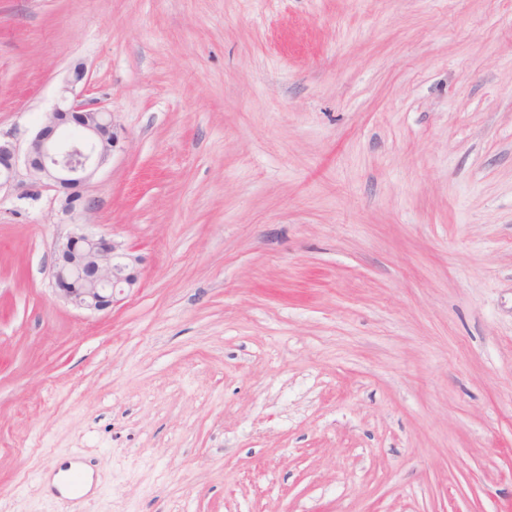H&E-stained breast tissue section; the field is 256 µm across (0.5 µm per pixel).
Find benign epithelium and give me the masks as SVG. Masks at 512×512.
Returning <instances> with one entry per match:
<instances>
[{
    "label": "benign epithelium",
    "instance_id": "benign-epithelium-1",
    "mask_svg": "<svg viewBox=\"0 0 512 512\" xmlns=\"http://www.w3.org/2000/svg\"><path fill=\"white\" fill-rule=\"evenodd\" d=\"M85 70L77 65L61 87L54 109L30 140L24 161L35 186L62 194L61 212L75 230L55 242L52 279L59 299L76 309L101 312L140 287V258L124 244L84 231L76 218L94 208L83 186L125 138L111 113L77 90ZM19 176L16 148L0 142V188Z\"/></svg>",
    "mask_w": 512,
    "mask_h": 512
}]
</instances>
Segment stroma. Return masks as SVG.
Masks as SVG:
<instances>
[{
    "label": "stroma",
    "mask_w": 512,
    "mask_h": 512,
    "mask_svg": "<svg viewBox=\"0 0 512 512\" xmlns=\"http://www.w3.org/2000/svg\"><path fill=\"white\" fill-rule=\"evenodd\" d=\"M78 64L140 286L0 189V512H512V0H0V138Z\"/></svg>",
    "instance_id": "1"
}]
</instances>
